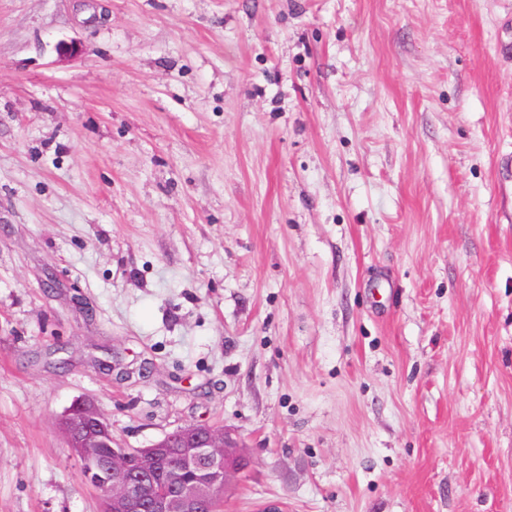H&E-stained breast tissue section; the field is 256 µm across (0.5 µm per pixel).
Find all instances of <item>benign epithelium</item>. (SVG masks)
<instances>
[{
  "mask_svg": "<svg viewBox=\"0 0 512 512\" xmlns=\"http://www.w3.org/2000/svg\"><path fill=\"white\" fill-rule=\"evenodd\" d=\"M62 424L83 478L100 492L107 512H202L204 504L224 499L231 478L245 466L237 441L223 428L188 425L164 435L149 448L118 445L104 460L99 448L110 438L111 425L92 402L75 400L65 411ZM166 452L175 454L179 467L195 471V477L161 488L156 472L131 468L134 454L155 458Z\"/></svg>",
  "mask_w": 512,
  "mask_h": 512,
  "instance_id": "1",
  "label": "benign epithelium"
}]
</instances>
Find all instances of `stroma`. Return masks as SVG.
Returning <instances> with one entry per match:
<instances>
[{
    "instance_id": "35a3bbf8",
    "label": "stroma",
    "mask_w": 512,
    "mask_h": 512,
    "mask_svg": "<svg viewBox=\"0 0 512 512\" xmlns=\"http://www.w3.org/2000/svg\"><path fill=\"white\" fill-rule=\"evenodd\" d=\"M512 0H0V512L59 419L221 425L224 512H512Z\"/></svg>"
}]
</instances>
